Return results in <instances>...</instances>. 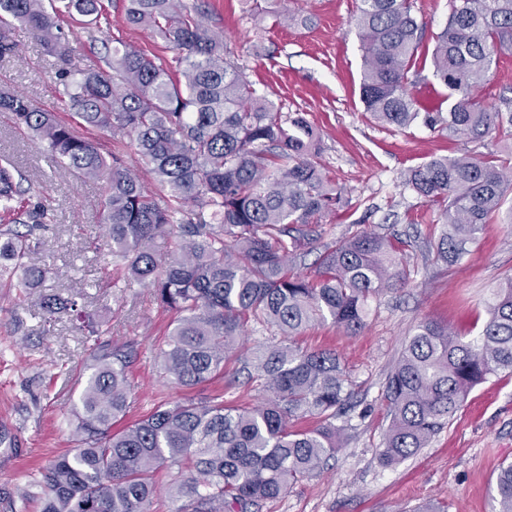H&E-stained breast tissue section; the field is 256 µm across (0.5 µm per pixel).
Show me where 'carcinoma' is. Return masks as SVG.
I'll return each mask as SVG.
<instances>
[{
    "instance_id": "1",
    "label": "carcinoma",
    "mask_w": 512,
    "mask_h": 512,
    "mask_svg": "<svg viewBox=\"0 0 512 512\" xmlns=\"http://www.w3.org/2000/svg\"><path fill=\"white\" fill-rule=\"evenodd\" d=\"M204 9L182 0H125V23L149 30L172 56L123 44L103 66L59 73L61 102L84 124L133 138L154 191L119 155L106 157L98 140L24 95L0 92V111L64 170L106 183L102 227L112 256L125 261L131 279L153 288L161 307L179 313L158 362L186 389L224 374L249 322L290 337L330 319L357 334L368 299L408 277L404 243L367 230L326 248L314 278L291 271L315 241L316 226L349 197L326 176L306 118L258 93L223 36L205 25ZM76 14L97 30L111 27L104 0H0V58L16 52L6 29L17 21L48 55L65 59L59 20ZM354 22L365 51L360 100L375 120L397 127L420 120L478 143L494 133L512 136V99L477 95L498 54L512 52V0H450L431 53L434 76L448 90L445 113L421 111L408 90L422 47L411 0H360ZM511 167L489 152L435 157L409 171L406 185L440 207L439 259L456 263L499 213L512 194ZM22 181L1 157L0 212L14 219L0 229V288H37L46 274L24 259L32 229L50 222L49 209L30 199L18 206ZM165 235L177 244L160 253L154 242ZM39 302L52 314L74 313L95 337L75 410L77 448L41 468L25 493L42 500V512H149L159 470L183 501L178 512H252L318 473L344 443L346 428L336 419L352 396L345 368L333 351L291 344L254 353L248 374L266 393L258 406H228L221 394L186 398L114 432L128 407L136 349L112 345L71 299ZM486 310L476 336L431 320L416 327L384 387L385 465L426 447L473 386L512 373V281L495 290ZM308 415L318 428H295ZM494 502V512H512V463L500 466Z\"/></svg>"
}]
</instances>
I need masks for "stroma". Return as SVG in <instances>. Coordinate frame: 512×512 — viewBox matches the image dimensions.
<instances>
[{
    "label": "stroma",
    "instance_id": "1",
    "mask_svg": "<svg viewBox=\"0 0 512 512\" xmlns=\"http://www.w3.org/2000/svg\"><path fill=\"white\" fill-rule=\"evenodd\" d=\"M208 25L222 32L250 82L284 111L303 113L320 136L322 163L344 186L349 206L327 217L318 238L294 270L314 276L326 246L359 228L406 243L407 284L370 299L365 328L356 335L326 322L294 336L304 350H332L345 365L354 406L345 417L348 440L320 475L292 484L261 512H413L426 502L448 512H493L502 463L512 461V373L473 387L459 410L429 443L398 465L381 463L389 420L383 390L388 374L416 326L434 319L474 335L486 320L492 290L512 280V209L483 226L455 266L438 259L441 230L436 205L406 186V173L431 158L470 150L465 139L416 122L406 128L375 122L360 100L363 44L354 23L357 0H204ZM110 29L65 24L69 56L45 54L24 25L10 28L18 55L0 59V89L61 108L63 65L102 63L109 47L125 42L159 57L163 43L123 20V0H109ZM0 154L10 156L31 195L53 215L35 232L29 265L48 269L41 295L76 299L103 323L113 344H131L138 356L128 370L129 407L120 426L150 415L160 404L214 394L247 408L264 393L247 380L244 361L279 343L271 326L248 325L224 375L184 390L162 377L157 355L176 312L161 308L149 288L127 280L122 261L99 236L102 181L62 175L38 150L32 134L0 112ZM92 340L78 323L31 305L23 288H0V422L11 451L0 454V512H42L22 492L39 467L77 446L74 410Z\"/></svg>",
    "mask_w": 512,
    "mask_h": 512
}]
</instances>
